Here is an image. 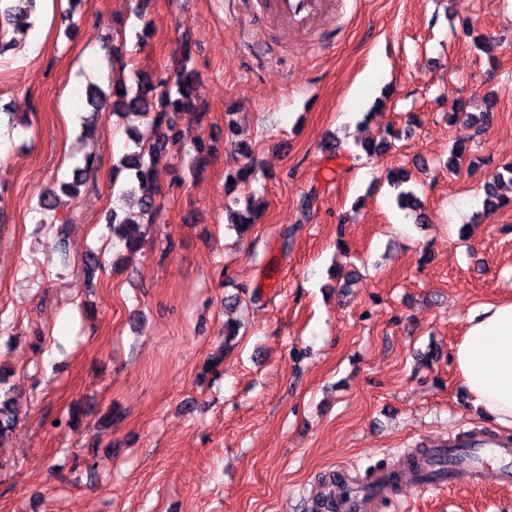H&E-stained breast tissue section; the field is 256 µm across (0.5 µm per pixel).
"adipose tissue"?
I'll use <instances>...</instances> for the list:
<instances>
[{
  "mask_svg": "<svg viewBox=\"0 0 512 512\" xmlns=\"http://www.w3.org/2000/svg\"><path fill=\"white\" fill-rule=\"evenodd\" d=\"M453 359L467 401L500 427L512 428V301L468 314Z\"/></svg>",
  "mask_w": 512,
  "mask_h": 512,
  "instance_id": "ef3b65f1",
  "label": "adipose tissue"
}]
</instances>
